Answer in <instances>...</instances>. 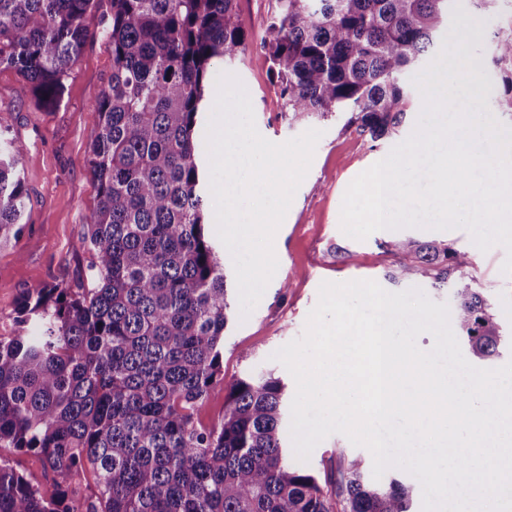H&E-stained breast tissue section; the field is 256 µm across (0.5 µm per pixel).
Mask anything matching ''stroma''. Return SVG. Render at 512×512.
<instances>
[{
    "mask_svg": "<svg viewBox=\"0 0 512 512\" xmlns=\"http://www.w3.org/2000/svg\"><path fill=\"white\" fill-rule=\"evenodd\" d=\"M511 24L512 0H500L495 11L484 14L475 12L470 0H454L448 24L440 34L450 42L466 39L464 52L473 56L472 66L483 77L482 83L470 84L469 89L476 92L481 84H488L482 112L509 127L512 112L495 104L500 85L492 61L491 35ZM111 66L105 43L99 39L88 42L61 106L51 112L33 111L29 84L14 70L0 68V124L8 126L32 155L22 172L29 196L24 232L16 246L0 248V334L16 331L15 309L23 289L40 283L71 288L84 274L88 255L80 249L79 238L97 202L88 163L89 106L103 90ZM224 70L244 84L256 127L266 139L283 143L310 128L321 130L322 136L308 174L275 233L277 271L250 316L230 322L224 341V383L196 406L194 420L198 425L210 426L223 416L226 384L245 374L270 371L287 386H294L292 375L271 356L303 334L322 282L372 280L389 292L417 287L431 300L446 302L447 288L434 287L431 281H390L388 274L395 268V258L387 243L399 237L444 240L466 252L470 257L467 279L492 299L505 333L512 336V275L502 271L506 258L502 246L481 251L462 229L378 230L367 239L356 240L340 228L349 184L413 132L422 109L418 89L410 91L402 125L389 137L374 142L341 119L287 126L266 66L251 56L233 59ZM368 455L366 448L353 445L344 435L333 434L314 448L308 466L325 478L336 475L345 458Z\"/></svg>",
    "mask_w": 512,
    "mask_h": 512,
    "instance_id": "35a3bbf8",
    "label": "stroma"
}]
</instances>
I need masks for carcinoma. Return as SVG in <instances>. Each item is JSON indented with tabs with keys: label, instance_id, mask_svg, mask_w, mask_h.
I'll return each instance as SVG.
<instances>
[{
	"label": "carcinoma",
	"instance_id": "obj_1",
	"mask_svg": "<svg viewBox=\"0 0 512 512\" xmlns=\"http://www.w3.org/2000/svg\"><path fill=\"white\" fill-rule=\"evenodd\" d=\"M0 0V68L30 85L35 111L63 101L85 45L112 69L92 116L98 203L73 288L20 295L0 334V448L40 457L39 484L0 458V512H410L413 488L372 482L361 457L336 480L290 457L286 385L232 383L209 427L196 404L224 383L231 317L224 258L205 233L199 130L212 73L250 51L237 0ZM451 0H275L255 60L292 124L348 113L378 141L401 125L404 74L433 48ZM501 104L512 110V26L494 33ZM25 145L0 127V246L22 233ZM392 278L451 284L453 325L474 357L507 342L492 301L465 279L467 253L436 240L387 243ZM90 470L97 491L76 478Z\"/></svg>",
	"mask_w": 512,
	"mask_h": 512
}]
</instances>
